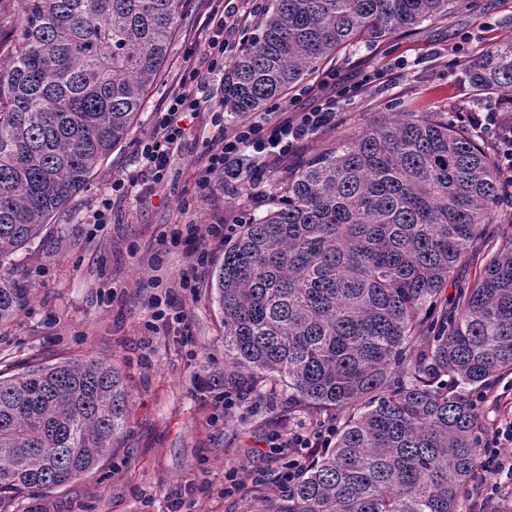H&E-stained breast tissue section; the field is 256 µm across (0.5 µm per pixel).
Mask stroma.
<instances>
[{"instance_id": "1", "label": "stroma", "mask_w": 512, "mask_h": 512, "mask_svg": "<svg viewBox=\"0 0 512 512\" xmlns=\"http://www.w3.org/2000/svg\"><path fill=\"white\" fill-rule=\"evenodd\" d=\"M457 2L458 10L448 16L373 47H351L325 63V70L361 87L342 97L335 127L304 143L289 164L257 173L260 201H248L239 188L198 196L194 161L211 126L208 112L171 156L163 185L144 198L112 192L113 180L139 176L136 146L151 136L153 115L186 48L205 34L211 0H186L165 74L129 139L8 267L31 294L19 315L0 326V371L14 373L28 363L117 361L129 396L127 427L96 468L65 486L16 499L10 512H244L257 479L285 465L281 449L289 435L313 434L314 423L305 415L283 422L282 406L248 419L241 408L215 405L197 390L196 375L224 369V325L209 288L224 251L213 250L201 269L173 235L189 221L247 222L280 194L290 166L330 151L375 119L444 112L459 126L470 112L512 109V88L481 96L457 72L460 61L512 39V0ZM375 68L383 69V78L363 83ZM106 197L108 224L89 223ZM508 247L512 213L503 211L482 239L467 246L443 301H452L458 286L474 285L491 256ZM182 278L196 281L195 291L178 288ZM157 300L183 310L184 329L151 332Z\"/></svg>"}]
</instances>
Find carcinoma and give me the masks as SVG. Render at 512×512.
<instances>
[{
  "label": "carcinoma",
  "instance_id": "carcinoma-1",
  "mask_svg": "<svg viewBox=\"0 0 512 512\" xmlns=\"http://www.w3.org/2000/svg\"><path fill=\"white\" fill-rule=\"evenodd\" d=\"M184 0H9L0 26V269L128 139L161 79ZM453 0H269L224 66V111L262 110L340 50L451 12ZM512 87V41L463 65ZM508 201L491 156L441 112L379 120L288 174L224 247V391L247 413L283 401L333 446L246 512H460L486 423L475 399L512 371V249L436 313L463 250ZM29 287L0 275V325ZM420 348H413L419 334ZM117 363L0 374V512L73 482L127 419Z\"/></svg>",
  "mask_w": 512,
  "mask_h": 512
}]
</instances>
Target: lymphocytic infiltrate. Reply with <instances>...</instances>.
I'll use <instances>...</instances> for the list:
<instances>
[{
    "mask_svg": "<svg viewBox=\"0 0 512 512\" xmlns=\"http://www.w3.org/2000/svg\"><path fill=\"white\" fill-rule=\"evenodd\" d=\"M251 8L225 12L223 5L211 8L205 26L210 35L203 44H192L180 67L167 105L157 111L153 134L140 142L137 155L145 168L144 182H162L171 154L193 133L192 122L199 113L222 111L208 88L212 77L224 71L229 43L226 33L235 32L251 16ZM308 107L292 108L290 102L276 103L263 112L245 115L233 128L213 119V131L196 160L201 196L211 194L217 184L252 185L257 172L287 162L304 141L336 122V77L328 75L307 88ZM471 127L494 128L498 167L512 171V116L504 112L472 113ZM478 470H494L512 481V421L498 422L487 431L479 450Z\"/></svg>",
    "mask_w": 512,
    "mask_h": 512,
    "instance_id": "f902f5d3",
    "label": "lymphocytic infiltrate"
}]
</instances>
